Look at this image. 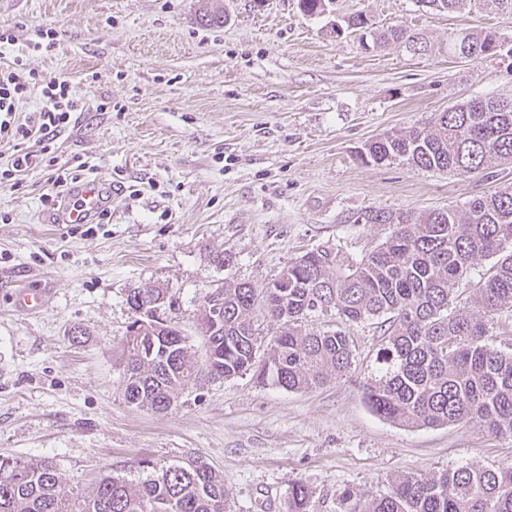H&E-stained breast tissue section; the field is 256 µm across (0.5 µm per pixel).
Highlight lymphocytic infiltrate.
<instances>
[{
  "label": "lymphocytic infiltrate",
  "instance_id": "lymphocytic-infiltrate-1",
  "mask_svg": "<svg viewBox=\"0 0 512 512\" xmlns=\"http://www.w3.org/2000/svg\"><path fill=\"white\" fill-rule=\"evenodd\" d=\"M40 89L41 101L37 111H21L20 105L31 89ZM84 104L71 90V82L64 76L47 77L29 69L21 57L0 67V142L11 144L13 152L7 163L0 165V183L15 182L34 171L48 172L54 187L45 194L42 203L57 209L64 187L92 178L95 168L81 157L60 160L56 139L72 124ZM39 141V151L26 148L30 140Z\"/></svg>",
  "mask_w": 512,
  "mask_h": 512
}]
</instances>
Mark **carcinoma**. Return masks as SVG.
I'll return each mask as SVG.
<instances>
[{
	"label": "carcinoma",
	"instance_id": "cac0c4a2",
	"mask_svg": "<svg viewBox=\"0 0 512 512\" xmlns=\"http://www.w3.org/2000/svg\"><path fill=\"white\" fill-rule=\"evenodd\" d=\"M450 13L466 0H417ZM347 27L376 48L395 44L413 52L479 58L497 54L492 30H463L438 48L422 34L400 28L373 30L361 12ZM365 164L402 161L415 168L456 174L483 173L512 162V101L475 98L437 113L431 122L366 145ZM364 224H389L387 239L346 267L327 250H310L288 262L278 279L258 287L247 282L213 289L216 309L205 299L199 331L208 367L178 324L163 326L138 313L140 302L176 311L178 301L158 288H132L126 303L135 312L123 343L124 397L136 407L166 411L174 397L207 377L225 379L253 371L263 384L306 391L342 376L352 360L347 322L381 320L385 344L374 359L363 398L380 418L405 426L435 427L473 419L497 435L512 437V352L501 350L485 318L512 305V189L472 199L462 210L414 215L366 211ZM494 257L478 282L479 313L453 305L474 262ZM279 326L263 365L256 366V309ZM335 312L338 324L307 328V319ZM310 490L296 483L288 512H309ZM228 512L224 478L197 456L166 467L133 486L114 476L78 497L66 489L48 459L0 456V512ZM361 512H512V467L467 465L428 477L395 478L390 490L364 502Z\"/></svg>",
	"mask_w": 512,
	"mask_h": 512
}]
</instances>
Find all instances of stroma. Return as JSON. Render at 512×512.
<instances>
[{"label":"stroma","mask_w":512,"mask_h":512,"mask_svg":"<svg viewBox=\"0 0 512 512\" xmlns=\"http://www.w3.org/2000/svg\"><path fill=\"white\" fill-rule=\"evenodd\" d=\"M205 5L223 9V26L199 23ZM357 11L434 43L492 29L503 46L457 59L331 34ZM0 29L15 35L5 60L70 79L85 109L58 155L88 159L116 190L109 223L62 224L42 204L47 173L0 185V455L52 460L78 495L107 475L138 485L200 456L223 475L231 512H287L298 481L310 512H347L346 489L361 503L401 475L512 466V438L478 421L406 427L369 410L362 387L384 342L370 321L346 324L351 366L323 386L204 378L165 413L125 400L121 356L129 289H167L201 354L211 288L271 282L317 248L360 260L390 232L358 223L361 212L458 208L512 185V165L453 175L359 158L376 137L462 101L512 99V17L483 0L445 15L416 0H331L320 17L298 0H0ZM105 100L111 111H99ZM26 287L47 290L42 310L17 307Z\"/></svg>","instance_id":"stroma-1"}]
</instances>
